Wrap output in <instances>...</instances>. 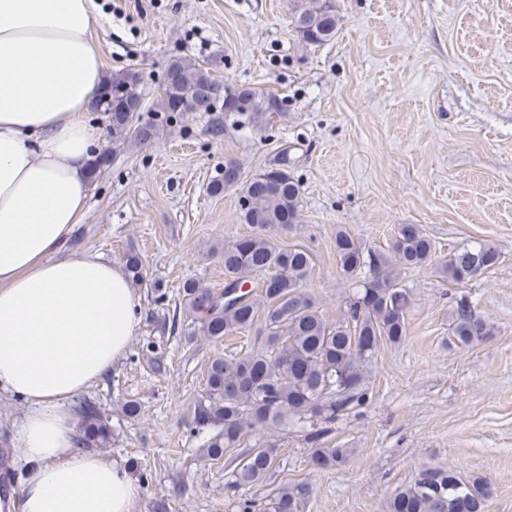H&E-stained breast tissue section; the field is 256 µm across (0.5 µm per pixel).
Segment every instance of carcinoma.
Here are the masks:
<instances>
[{
    "label": "carcinoma",
    "instance_id": "cac0c4a2",
    "mask_svg": "<svg viewBox=\"0 0 512 512\" xmlns=\"http://www.w3.org/2000/svg\"><path fill=\"white\" fill-rule=\"evenodd\" d=\"M291 27L299 44L318 48L336 37L340 17L335 0H288ZM302 19L314 22L310 31ZM140 69L129 68L105 79L104 92L95 109L110 113L107 137L112 152H101L91 161L98 176L112 156L150 142L160 126L154 117L170 122L184 112H224V119L265 137L276 116H285L286 99L258 88H240L214 78L208 68L181 58L168 61L163 81L171 90L160 94L154 108L117 112L112 91L126 86L142 93ZM221 85L206 101H190L186 95ZM238 94L235 111L217 107L224 90ZM246 202L241 218L249 232L224 242L212 252L224 263V293L195 280L182 285L183 312L197 320V333L217 340L229 333L247 331L263 322L265 343L242 354L216 355L209 360L204 395L190 410V433H209L204 455L219 460L238 453L229 487L249 491L262 485L278 456L277 444L245 439L263 430L272 436L288 426H298L310 446L309 462L317 469L344 466L352 449L333 446L327 438L336 421L368 404L371 389L368 368L382 344L399 343L406 336L409 294L401 286V271L432 261L431 239L416 224H402L385 252L365 248L347 229H336L334 248L337 271L354 285L346 308L336 322H328L304 282L313 270L311 252L298 245L282 246L278 237L302 220L301 185L281 159L242 183ZM501 254L491 244L461 247L439 268L451 282L461 283L481 271L496 267ZM124 267L132 285L144 280L139 254L128 251ZM369 275H364V271ZM263 275L260 294L245 285ZM450 332L457 344L468 347L492 335V326L462 303L454 311ZM78 416L77 447L108 448L115 429L100 407L84 399L75 405ZM490 490L485 479L463 480L451 469L426 467L407 486L390 497L386 512H488ZM298 496L279 488L269 512H297Z\"/></svg>",
    "mask_w": 512,
    "mask_h": 512
}]
</instances>
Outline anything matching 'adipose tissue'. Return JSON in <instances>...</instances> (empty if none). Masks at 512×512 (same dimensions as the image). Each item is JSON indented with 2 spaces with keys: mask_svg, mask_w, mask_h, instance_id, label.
<instances>
[{
  "mask_svg": "<svg viewBox=\"0 0 512 512\" xmlns=\"http://www.w3.org/2000/svg\"><path fill=\"white\" fill-rule=\"evenodd\" d=\"M96 0H0V388L27 405L20 512H133L139 484L77 446L70 400L108 374L142 321L128 276L67 248L100 133Z\"/></svg>",
  "mask_w": 512,
  "mask_h": 512,
  "instance_id": "obj_1",
  "label": "adipose tissue"
}]
</instances>
